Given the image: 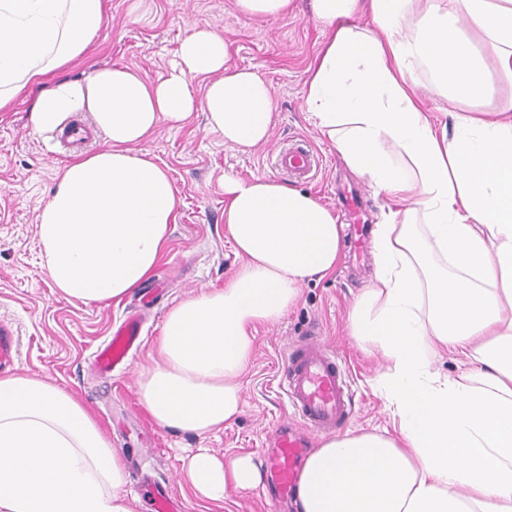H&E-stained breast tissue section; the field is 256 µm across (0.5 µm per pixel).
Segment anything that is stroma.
Returning a JSON list of instances; mask_svg holds the SVG:
<instances>
[{
  "label": "stroma",
  "instance_id": "stroma-1",
  "mask_svg": "<svg viewBox=\"0 0 512 512\" xmlns=\"http://www.w3.org/2000/svg\"><path fill=\"white\" fill-rule=\"evenodd\" d=\"M108 3L96 44L85 59L72 62L69 75L83 77L97 67L122 66L158 78L166 73L188 32L207 27L230 42L233 63L270 83L275 125L269 141L247 154L205 132L199 114L179 128L161 126L148 142V150L174 181L178 219L153 276L154 281L164 282L165 292L140 308L132 294L107 304L85 305L67 301L52 288L39 264L36 215L55 187L57 167L71 154L56 142L54 133L31 127L32 95L20 98L11 111L0 112V321L10 324L18 338L15 370L43 377L89 406L121 453L122 490L138 499V512H152L139 486L144 475L168 481L186 512H275L265 480L246 491L229 490L220 505L199 499L186 482L183 463L200 448L225 459L243 454L262 459L288 418L287 398L278 386L283 360L289 346L314 328L348 368L354 402L349 428L392 429V418L376 389L384 364L358 346L347 327L355 297L374 275L373 262L339 264L334 274L307 283L297 304L278 322L258 327L244 378V412L231 426L205 436L159 427L139 400L140 372L150 364L148 353L166 312L199 289L223 287L238 265L224 232L225 174L242 178L272 174L271 163L279 150L304 142L320 155L319 168L307 180L274 173L280 181L309 191L334 210L339 207V189L354 186L362 192L372 222L378 219L380 200L304 119L307 70L322 42V27L308 9L269 22L241 16L232 0ZM135 307L144 329L130 366L110 376L98 375L89 366L91 354Z\"/></svg>",
  "mask_w": 512,
  "mask_h": 512
}]
</instances>
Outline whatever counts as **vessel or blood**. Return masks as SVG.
Masks as SVG:
<instances>
[{
    "instance_id": "obj_1",
    "label": "vessel or blood",
    "mask_w": 512,
    "mask_h": 512,
    "mask_svg": "<svg viewBox=\"0 0 512 512\" xmlns=\"http://www.w3.org/2000/svg\"><path fill=\"white\" fill-rule=\"evenodd\" d=\"M59 141L68 147H79L92 138L91 129L83 122L71 121L57 132ZM279 168L288 174L304 177L319 165L318 156L303 145L282 149L277 156ZM342 204L352 224L350 238L357 256H365L371 243L370 228L361 222V206L357 197L345 196ZM143 323L139 313L128 314L114 332L110 343L99 347L93 365L103 375L125 369L130 350L139 346ZM17 340L11 328L0 325V370L14 368ZM280 385L284 389L296 419L305 434L282 432L276 448L267 460L274 499L292 496L299 477L307 446L306 434H330L339 431L352 415L351 394L345 380L342 362L335 350L310 335L288 351L281 370ZM154 512H185L183 502L168 485L153 482Z\"/></svg>"
}]
</instances>
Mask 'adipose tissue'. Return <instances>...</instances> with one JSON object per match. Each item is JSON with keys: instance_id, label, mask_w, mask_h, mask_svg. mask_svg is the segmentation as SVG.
<instances>
[{"instance_id": "1", "label": "adipose tissue", "mask_w": 512, "mask_h": 512, "mask_svg": "<svg viewBox=\"0 0 512 512\" xmlns=\"http://www.w3.org/2000/svg\"><path fill=\"white\" fill-rule=\"evenodd\" d=\"M325 41L304 116L382 204L374 276L349 327L386 364L377 389L393 434L349 430L306 458L296 512H512V0H309ZM105 0H0V112L31 87L35 130L77 112L103 141L57 174L37 215L40 261L66 299L141 288L177 221L175 185L146 143L202 112L246 153L275 124L270 85L196 27L158 80L122 67L71 79ZM204 78L202 94L193 81ZM443 102L425 107L423 88ZM224 228L239 265L165 315L141 403L161 428L199 436L243 412L258 325L335 271L341 226L307 191L224 178ZM451 354L457 370L433 365ZM124 464L90 410L34 375L0 377V512H137ZM185 477L202 498L259 481L249 455L199 449Z\"/></svg>"}]
</instances>
